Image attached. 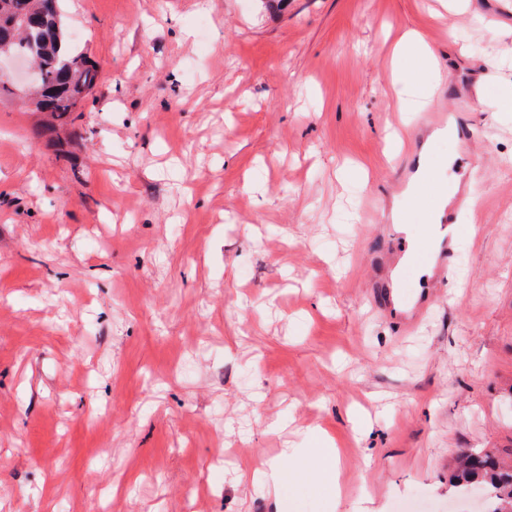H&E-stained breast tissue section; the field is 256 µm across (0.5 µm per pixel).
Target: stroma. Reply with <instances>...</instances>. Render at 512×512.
<instances>
[{"label":"stroma","instance_id":"1","mask_svg":"<svg viewBox=\"0 0 512 512\" xmlns=\"http://www.w3.org/2000/svg\"><path fill=\"white\" fill-rule=\"evenodd\" d=\"M100 80L45 133L0 96V512H476L457 453L512 452V0H63ZM423 31L427 111L476 128L477 215L414 332L377 306L390 50ZM484 230L473 236L471 224ZM364 406L371 430L352 431ZM342 448L344 496L241 477Z\"/></svg>","mask_w":512,"mask_h":512}]
</instances>
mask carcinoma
<instances>
[{
    "label": "carcinoma",
    "instance_id": "1",
    "mask_svg": "<svg viewBox=\"0 0 512 512\" xmlns=\"http://www.w3.org/2000/svg\"><path fill=\"white\" fill-rule=\"evenodd\" d=\"M62 0H0V10L24 33L13 37L0 21V53L30 52L39 60L37 107L65 126L73 122L77 102L95 88L99 70L87 53L70 43L61 13ZM455 487L489 492L488 512H512V464L482 450L461 452L452 474Z\"/></svg>",
    "mask_w": 512,
    "mask_h": 512
}]
</instances>
